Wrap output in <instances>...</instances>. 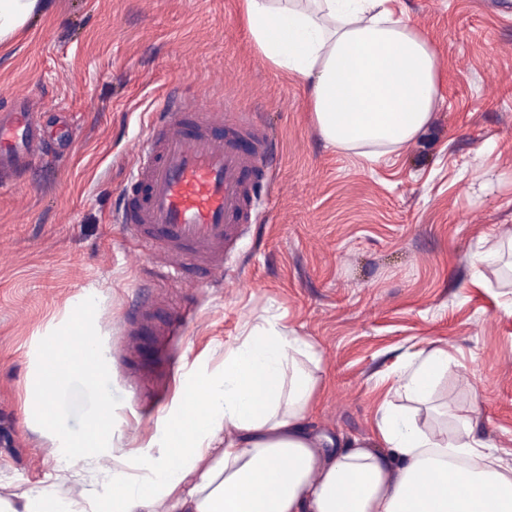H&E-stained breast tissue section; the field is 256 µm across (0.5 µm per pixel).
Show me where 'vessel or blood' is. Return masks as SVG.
<instances>
[{"instance_id": "vessel-or-blood-1", "label": "vessel or blood", "mask_w": 512, "mask_h": 512, "mask_svg": "<svg viewBox=\"0 0 512 512\" xmlns=\"http://www.w3.org/2000/svg\"><path fill=\"white\" fill-rule=\"evenodd\" d=\"M52 150L31 99L11 98L0 110V170L25 172ZM272 162L263 125L236 104L169 93L126 184L119 215L130 237L145 248L152 276L178 288H200L223 273L226 255L252 222L255 180L270 172ZM160 304V296L148 295L125 316L128 352H137L144 334L161 339L171 333L172 323L158 319ZM90 330L89 321L77 317L57 339V351L65 355L82 348Z\"/></svg>"}]
</instances>
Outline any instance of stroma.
I'll list each match as a JSON object with an SVG mask.
<instances>
[{
    "label": "stroma",
    "instance_id": "obj_1",
    "mask_svg": "<svg viewBox=\"0 0 512 512\" xmlns=\"http://www.w3.org/2000/svg\"><path fill=\"white\" fill-rule=\"evenodd\" d=\"M51 4L0 44V102L30 96L52 139L55 113H68L74 142L0 180V496L67 486L55 453L83 437L98 387L71 378L49 428L30 381L81 315L103 348L118 453L147 451L182 383L220 372L225 348L270 320L318 353L313 427L371 437L383 401L404 405L391 388L431 342L449 362L419 426L452 434L470 420L512 459V0H394L435 47L445 85L428 125L375 162L327 146L302 84L253 49L238 0ZM175 85L256 114L278 164L226 280L165 289L183 329L149 350L138 388L122 315L147 290L146 259L114 211ZM488 249L497 260L480 262Z\"/></svg>",
    "mask_w": 512,
    "mask_h": 512
}]
</instances>
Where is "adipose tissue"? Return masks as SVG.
<instances>
[{
    "label": "adipose tissue",
    "instance_id": "obj_1",
    "mask_svg": "<svg viewBox=\"0 0 512 512\" xmlns=\"http://www.w3.org/2000/svg\"><path fill=\"white\" fill-rule=\"evenodd\" d=\"M47 9L45 0H0V43ZM245 28L270 67L301 82L324 140L375 161L429 123L442 76L436 51L392 0H240ZM308 339L276 323L254 326L224 351V369L204 379L210 406L191 417L180 396L157 454H117L110 425L89 417L65 465L106 471L118 496L89 497L91 512H512V462L470 423L453 437L422 429L413 414L382 403L369 439L326 451L311 414L320 380ZM448 368L446 351L424 350L397 390L420 405ZM96 346L37 380L41 400L73 374L95 383Z\"/></svg>",
    "mask_w": 512,
    "mask_h": 512
}]
</instances>
